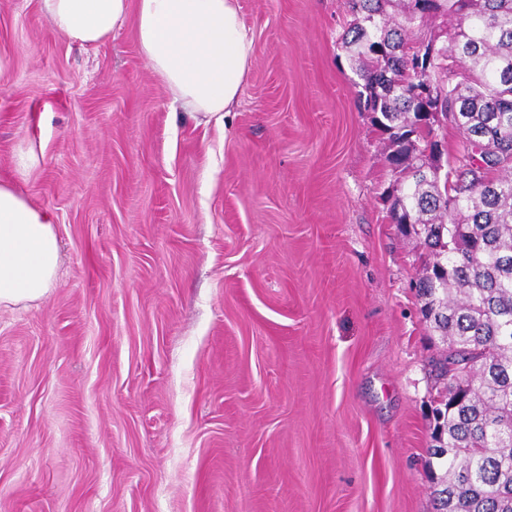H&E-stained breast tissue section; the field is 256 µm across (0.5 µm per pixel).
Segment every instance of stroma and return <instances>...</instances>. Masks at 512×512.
<instances>
[{
    "instance_id": "obj_1",
    "label": "stroma",
    "mask_w": 512,
    "mask_h": 512,
    "mask_svg": "<svg viewBox=\"0 0 512 512\" xmlns=\"http://www.w3.org/2000/svg\"><path fill=\"white\" fill-rule=\"evenodd\" d=\"M239 5L255 55L203 124L132 24L85 51L0 0V182L63 245L0 309V512H436L442 344L345 0Z\"/></svg>"
}]
</instances>
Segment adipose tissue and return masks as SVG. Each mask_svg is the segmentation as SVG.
I'll use <instances>...</instances> for the list:
<instances>
[{
  "instance_id": "adipose-tissue-1",
  "label": "adipose tissue",
  "mask_w": 512,
  "mask_h": 512,
  "mask_svg": "<svg viewBox=\"0 0 512 512\" xmlns=\"http://www.w3.org/2000/svg\"><path fill=\"white\" fill-rule=\"evenodd\" d=\"M68 42L95 47L132 22L139 51L173 104L223 119L241 95L255 40L239 0H39ZM52 211L0 183V307L44 298L56 282L60 244Z\"/></svg>"
}]
</instances>
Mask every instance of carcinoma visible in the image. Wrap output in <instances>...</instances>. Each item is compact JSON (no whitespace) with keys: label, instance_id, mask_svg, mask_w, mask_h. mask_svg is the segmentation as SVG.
Segmentation results:
<instances>
[{"label":"carcinoma","instance_id":"cac0c4a2","mask_svg":"<svg viewBox=\"0 0 512 512\" xmlns=\"http://www.w3.org/2000/svg\"><path fill=\"white\" fill-rule=\"evenodd\" d=\"M346 0L339 37L387 136L389 214L419 240L422 313L445 343L431 455L441 512H512V0ZM435 95L414 92L418 58ZM434 110L443 123L428 126ZM462 135L436 175L446 127Z\"/></svg>","mask_w":512,"mask_h":512}]
</instances>
